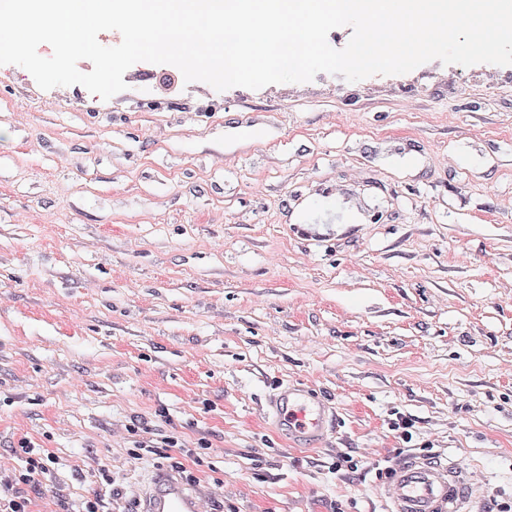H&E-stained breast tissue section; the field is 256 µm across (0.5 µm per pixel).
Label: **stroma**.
Returning a JSON list of instances; mask_svg holds the SVG:
<instances>
[{"label":"stroma","instance_id":"35a3bbf8","mask_svg":"<svg viewBox=\"0 0 512 512\" xmlns=\"http://www.w3.org/2000/svg\"><path fill=\"white\" fill-rule=\"evenodd\" d=\"M171 70L104 101L0 65V459L23 437L58 458L32 512H134L157 464L133 424L211 443L217 512H385L404 452L511 502L512 65L224 91ZM295 379L334 445L263 418Z\"/></svg>","mask_w":512,"mask_h":512}]
</instances>
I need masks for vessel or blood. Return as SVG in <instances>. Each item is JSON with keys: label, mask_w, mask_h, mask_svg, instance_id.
I'll return each instance as SVG.
<instances>
[{"label": "vessel or blood", "mask_w": 512, "mask_h": 512, "mask_svg": "<svg viewBox=\"0 0 512 512\" xmlns=\"http://www.w3.org/2000/svg\"><path fill=\"white\" fill-rule=\"evenodd\" d=\"M265 408L294 443L332 444L336 412L311 384L282 383ZM482 482L481 471L461 467L456 458L404 453L392 462L382 495L388 512H473ZM218 496L208 482L188 483L161 468L139 497L137 512H214Z\"/></svg>", "instance_id": "1"}]
</instances>
